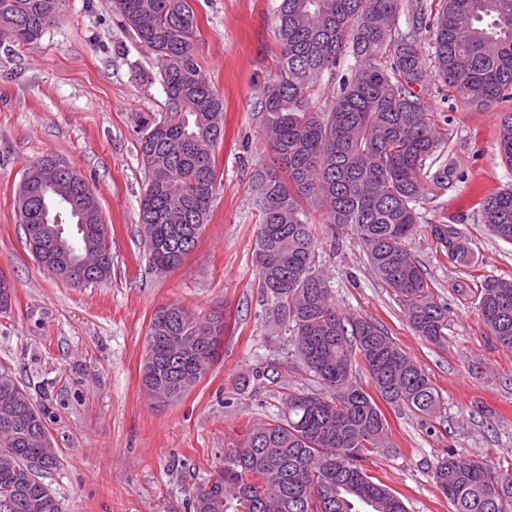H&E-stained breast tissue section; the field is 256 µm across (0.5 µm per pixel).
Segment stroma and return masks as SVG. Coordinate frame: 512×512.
<instances>
[{"instance_id": "obj_1", "label": "stroma", "mask_w": 512, "mask_h": 512, "mask_svg": "<svg viewBox=\"0 0 512 512\" xmlns=\"http://www.w3.org/2000/svg\"><path fill=\"white\" fill-rule=\"evenodd\" d=\"M278 0H190L199 27L198 62L224 96V140L215 151L218 185L194 250L164 275L150 267L139 224L144 173L133 119L160 111L165 94L151 56L120 24L113 0H65L59 21L9 53L0 48V272L13 284L0 312V369L46 413L61 465L45 481L63 512H193L198 491L255 425L283 410L288 392L316 388L283 329L269 324L254 259L255 169L271 154L258 118L279 44ZM426 99L440 154L454 168L448 189H430L407 241L448 304V341L416 336L371 270L349 227H315L318 265L337 307L375 322L429 374L441 399L437 418L383 405L389 447L364 467L396 491L408 512H453L433 478L448 450L512 471V350L483 323L475 288L512 278V245L481 224L479 195L512 187L496 150L498 112H474L435 78ZM52 154L74 167L99 199L109 229L110 276L69 285L34 259L16 216L26 167ZM459 224L477 256L448 258L430 227ZM177 303L220 313L217 361L184 397L160 405L146 395L142 368L154 312ZM264 370L269 383L241 389Z\"/></svg>"}]
</instances>
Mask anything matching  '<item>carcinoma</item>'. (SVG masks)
<instances>
[{
  "label": "carcinoma",
  "instance_id": "carcinoma-1",
  "mask_svg": "<svg viewBox=\"0 0 512 512\" xmlns=\"http://www.w3.org/2000/svg\"><path fill=\"white\" fill-rule=\"evenodd\" d=\"M64 0H0V46L38 39ZM122 26L155 61L165 94L160 112L136 115L145 174L139 218L152 269L166 273L197 245L217 188L215 150L224 138V97L202 73L199 28L189 0H113ZM406 15V28L397 26ZM277 72L263 86L259 117L273 162L251 182L259 203L255 263L269 318L290 332L296 354L322 386L288 394L282 415L251 430L224 457V487L195 497L193 512H407L395 491L368 475L367 456L389 447L388 420L375 396L435 418L439 395L428 373L378 325L348 316L333 302L316 267L317 240L304 205L323 223L353 228L374 273L392 289L414 333L447 340L448 304L433 290L406 241L419 223L426 181L448 188L454 171L441 163L423 84L418 37L433 32L432 69L475 110L512 99V0H279ZM329 88L324 109L313 105ZM498 152L512 167V112L500 113ZM23 174L31 194L21 212L26 243L51 234L53 189L38 188L42 164ZM84 211L74 248L90 243L96 271L66 282L105 280L112 253L99 200L79 174L56 178ZM481 223L512 244V188L479 197ZM453 261L473 265L468 237L442 220ZM478 311L497 342L512 349V280L485 279ZM220 315L204 318L179 304L158 308L147 332L141 382L164 402L188 394L217 360ZM360 359L372 391L353 374ZM61 464L46 416L11 374L0 372V512H62L44 481ZM439 489L455 512H512V472L453 450L435 466Z\"/></svg>",
  "mask_w": 512,
  "mask_h": 512
}]
</instances>
